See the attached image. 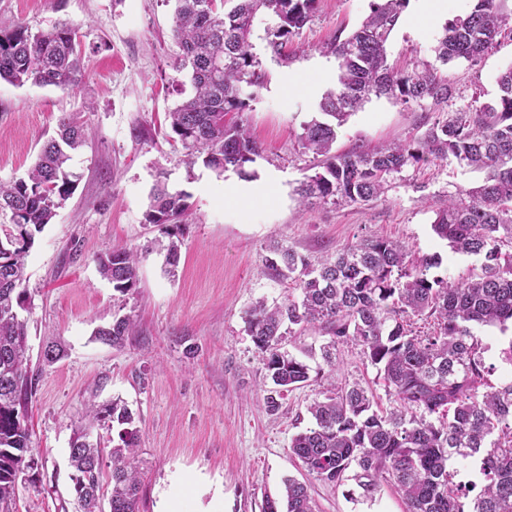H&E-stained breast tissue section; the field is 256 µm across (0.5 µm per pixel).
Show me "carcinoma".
<instances>
[{
  "instance_id": "cac0c4a2",
  "label": "carcinoma",
  "mask_w": 512,
  "mask_h": 512,
  "mask_svg": "<svg viewBox=\"0 0 512 512\" xmlns=\"http://www.w3.org/2000/svg\"><path fill=\"white\" fill-rule=\"evenodd\" d=\"M172 37L179 69L191 94L171 112V138L218 174L255 176L248 167L262 156L245 112L267 80L251 42L257 20L266 23V43L280 64L296 58L288 45L313 21L319 0H174ZM409 0H371L370 14L350 34L322 46L337 62L336 88L318 104L319 116L302 125L301 148L317 160L316 171L294 189L299 206L362 204L379 199L408 167L454 158L485 173L477 187L461 189L434 210V234L456 252L474 258L467 279L450 280L430 270L438 255H415L408 245L385 238L362 239L318 266L288 246L265 257L264 273L294 280L299 297L273 306L256 302L247 331L272 388L267 410L310 380V366L280 349L285 336L325 338L324 364L333 373L337 351L353 345L376 368L394 406L373 408L367 390L346 383L308 408L312 424L290 440L292 455L315 479L337 488L352 480L359 496L373 499L384 483L402 497L405 512H512V379L488 380L487 346L473 326L504 333L512 325V67L500 72L491 103H454L443 67L482 56L512 17L495 0H477L464 18L445 24L434 60L398 69L387 46ZM85 74L78 29L68 22L43 31L19 23L0 31V79L74 90ZM408 107L430 103L438 112L420 135L370 148L336 153V128L371 97ZM77 113L58 120L56 136L41 148L26 176L0 183V512H14L18 480L34 481L42 457L31 447L28 402L35 382L27 356L25 257L37 235L73 194L70 152L88 142ZM187 195L159 181L150 191L145 219L181 224ZM138 250L115 246L96 258L99 273L127 294L139 282ZM428 330L416 329L417 322ZM131 315L96 331L99 340L121 346L135 334ZM112 421L118 443L105 450L90 431ZM128 408L114 400L85 407V423L69 448L78 512H139L138 430ZM111 481L103 482V467ZM264 512H314L308 486L284 482L278 498L266 497Z\"/></svg>"
}]
</instances>
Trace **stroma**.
<instances>
[{
	"mask_svg": "<svg viewBox=\"0 0 512 512\" xmlns=\"http://www.w3.org/2000/svg\"><path fill=\"white\" fill-rule=\"evenodd\" d=\"M371 0H320L300 38L304 57L283 66L265 50L263 25L252 41L268 75L246 112L265 148L256 179L217 175L203 163L186 167L169 139L168 112L184 98L188 78L176 70L172 0H0V29L23 22L48 30L66 20L78 26L85 57L81 89L14 86L0 81V182L25 176L62 114L81 113L91 137L69 169L76 188L36 239L27 258L31 297L28 346L36 377L29 404L31 445L43 466L36 483L19 482L17 512H74L69 448L89 399H121L140 435V512H157L161 498L183 500L188 512H263L286 478L305 482L316 512H403L389 487L370 500H351L346 488L326 485L291 456L289 442L311 423L314 399L344 382L372 392L381 408L393 402L376 370L350 346L340 347L329 372L318 336H295L285 350L310 366L305 387L286 393L276 412L265 406V370L245 318L257 300L297 295L293 281L263 272L274 244L293 247L311 262L368 237L391 238L420 254L441 257L439 274L468 277L472 258L452 252L431 230L446 195L478 186L483 172L456 161L408 169L380 199L299 211L294 188L309 175L312 155L298 136L336 87L337 63L321 53L338 32L356 29ZM476 0H439L421 18L403 11L388 42V61L404 67L432 60L445 25L466 16ZM512 67V34L502 33L475 62L449 64L457 103H486L498 95V74ZM427 111L371 98L338 129L345 152L400 141L426 122ZM188 196L189 216L177 230L175 269L157 242L167 228L149 224V192L159 177ZM142 250L139 282L123 295L101 277L96 258L114 246ZM133 314L137 332L120 347L95 337L114 314ZM62 341L63 358L46 363L47 344ZM194 354H187V347Z\"/></svg>",
	"mask_w": 512,
	"mask_h": 512,
	"instance_id": "1",
	"label": "stroma"
}]
</instances>
